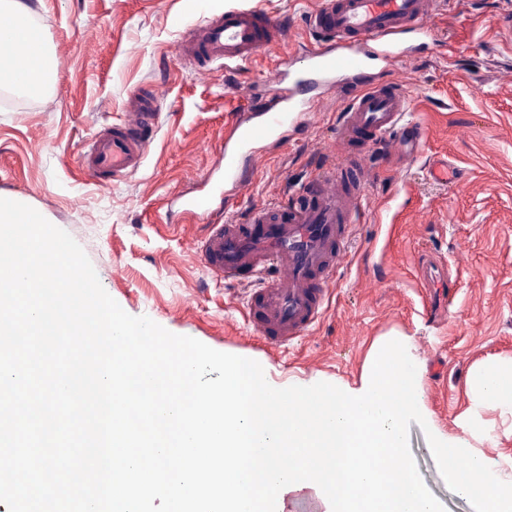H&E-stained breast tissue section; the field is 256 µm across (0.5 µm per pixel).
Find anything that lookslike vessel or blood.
<instances>
[{
	"label": "vessel or blood",
	"instance_id": "b4317fda",
	"mask_svg": "<svg viewBox=\"0 0 512 512\" xmlns=\"http://www.w3.org/2000/svg\"><path fill=\"white\" fill-rule=\"evenodd\" d=\"M442 0H317L310 38L272 71L270 96L231 119L215 163L200 177L204 192L180 199L178 229L216 277L247 287L258 309L254 335L277 346L303 338L322 318L328 284L345 259L351 229L378 177L364 164L375 151L400 155L399 131L410 99L379 73L435 41L430 24ZM287 17L231 8L192 28L172 50L175 61L208 76L284 42ZM339 94L345 107L331 156L303 196L251 205L244 218L214 217L217 201L250 197L268 150L307 130L322 104ZM160 91L138 90L118 124L102 127L80 155L84 174L104 185L136 173L160 126Z\"/></svg>",
	"mask_w": 512,
	"mask_h": 512
}]
</instances>
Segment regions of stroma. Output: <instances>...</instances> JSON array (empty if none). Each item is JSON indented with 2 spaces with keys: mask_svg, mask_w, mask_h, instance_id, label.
<instances>
[{
  "mask_svg": "<svg viewBox=\"0 0 512 512\" xmlns=\"http://www.w3.org/2000/svg\"><path fill=\"white\" fill-rule=\"evenodd\" d=\"M312 0H34L35 22L68 64L40 99L0 101V195L20 198L69 233L106 292L128 314L171 333L262 364L269 383L359 382L375 342L402 337L423 364L422 399L449 441L512 474V410H474L472 372L512 361V51L499 27L512 0H448L431 25L438 44L398 65L392 79L425 133L404 162H382L366 189L349 255L326 310L307 337L282 350L251 332L254 312L229 296L185 239L171 234L165 205L193 193L224 139L227 115L267 89L274 58L308 37ZM258 7L292 20L287 41L250 64L200 78L171 46L204 17ZM92 51L81 50L86 31ZM160 89L163 119L141 169L104 187L82 173L84 144L115 123L141 84ZM341 97L329 99L307 133L270 149L251 202L284 198L311 180L336 137ZM447 159L456 181L439 184L430 162ZM123 276H115V266ZM409 446L446 512H474L441 475L424 432Z\"/></svg>",
  "mask_w": 512,
  "mask_h": 512,
  "instance_id": "obj_1",
  "label": "stroma"
}]
</instances>
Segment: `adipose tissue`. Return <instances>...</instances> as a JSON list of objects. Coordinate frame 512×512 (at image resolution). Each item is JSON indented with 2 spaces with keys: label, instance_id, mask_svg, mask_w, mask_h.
<instances>
[{
  "label": "adipose tissue",
  "instance_id": "ef3b65f1",
  "mask_svg": "<svg viewBox=\"0 0 512 512\" xmlns=\"http://www.w3.org/2000/svg\"><path fill=\"white\" fill-rule=\"evenodd\" d=\"M0 12L12 19L9 29H0V39L17 43L20 58L0 64V81L31 99L43 97L51 86L47 72L55 50L36 31L33 0H0ZM470 387L479 402H495L512 407V363L496 364L475 372Z\"/></svg>",
  "mask_w": 512,
  "mask_h": 512
}]
</instances>
